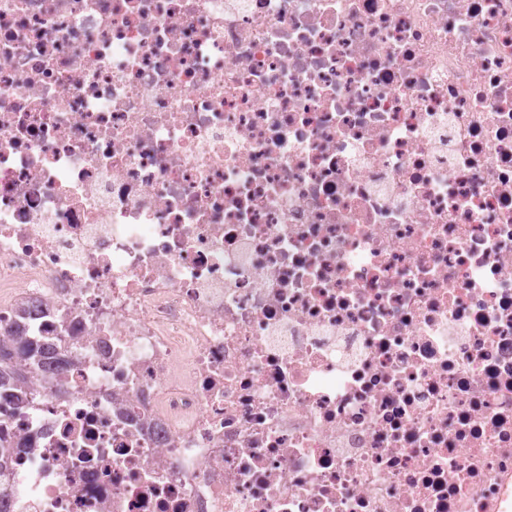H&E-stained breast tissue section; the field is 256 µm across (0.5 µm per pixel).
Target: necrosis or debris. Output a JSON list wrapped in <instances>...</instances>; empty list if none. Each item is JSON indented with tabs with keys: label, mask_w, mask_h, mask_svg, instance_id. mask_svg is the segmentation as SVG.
<instances>
[{
	"label": "necrosis or debris",
	"mask_w": 512,
	"mask_h": 512,
	"mask_svg": "<svg viewBox=\"0 0 512 512\" xmlns=\"http://www.w3.org/2000/svg\"><path fill=\"white\" fill-rule=\"evenodd\" d=\"M0 512H512V0H0Z\"/></svg>",
	"instance_id": "obj_1"
}]
</instances>
